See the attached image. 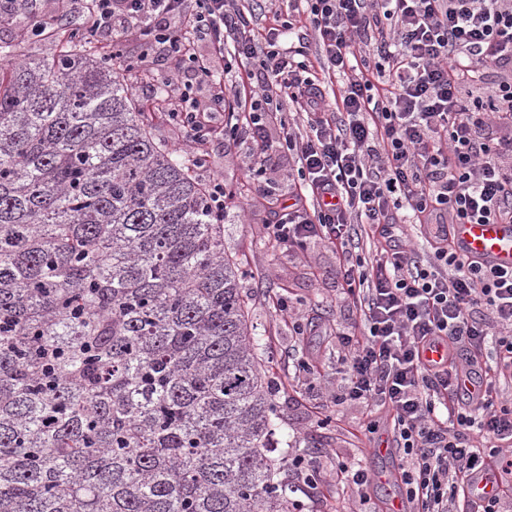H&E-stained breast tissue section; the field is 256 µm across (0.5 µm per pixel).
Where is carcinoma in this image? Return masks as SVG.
I'll list each match as a JSON object with an SVG mask.
<instances>
[{"label":"carcinoma","mask_w":512,"mask_h":512,"mask_svg":"<svg viewBox=\"0 0 512 512\" xmlns=\"http://www.w3.org/2000/svg\"><path fill=\"white\" fill-rule=\"evenodd\" d=\"M0 44V512H291L225 215L86 31Z\"/></svg>","instance_id":"cac0c4a2"}]
</instances>
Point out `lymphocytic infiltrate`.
<instances>
[{"instance_id":"1","label":"lymphocytic infiltrate","mask_w":512,"mask_h":512,"mask_svg":"<svg viewBox=\"0 0 512 512\" xmlns=\"http://www.w3.org/2000/svg\"><path fill=\"white\" fill-rule=\"evenodd\" d=\"M90 33L134 23L136 66L158 51L179 57L165 82L170 116L191 157L212 136L247 130L259 162L296 155L300 192L269 239L286 248L332 245L359 315L340 337V401L387 408L402 464L407 512H459L471 479L492 471L483 512L512 500V404L497 385L512 376V270L459 252L455 224L512 223V0H306L319 54L283 47L296 17L258 38L238 0H83ZM209 38L201 56L192 44ZM242 67L247 84L214 70ZM212 87L198 100L193 86ZM285 94L306 123L271 140L273 97ZM425 226L432 248L407 247L398 211ZM384 246L360 254L355 225ZM442 344L445 361L425 360Z\"/></svg>"}]
</instances>
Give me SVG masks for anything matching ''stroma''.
<instances>
[{
  "label": "stroma",
  "instance_id": "stroma-1",
  "mask_svg": "<svg viewBox=\"0 0 512 512\" xmlns=\"http://www.w3.org/2000/svg\"><path fill=\"white\" fill-rule=\"evenodd\" d=\"M32 12L53 16L58 27L68 30L82 24L81 13L68 10L63 0H32L29 10L16 11L13 25L0 30V37L18 35ZM206 150L207 166L223 177L227 192L224 253L242 272L257 353L271 381L280 385L274 399L282 435L273 456L284 468L295 458L310 459L321 476L313 490L289 485L288 498L299 512H359L357 492L333 478L336 465L346 460L374 473L395 469L396 456L376 453L378 447L393 445L394 434L384 411L333 401L344 386L337 372L339 335L349 331L354 315L332 245L316 238L305 249H286L266 235V224L275 219L269 199L282 207L292 202L296 159L272 156L262 180L255 181L247 173L255 152L247 134L231 143L212 139ZM279 298L293 307V314L276 311ZM371 420L378 423L372 434L364 430Z\"/></svg>",
  "mask_w": 512,
  "mask_h": 512
}]
</instances>
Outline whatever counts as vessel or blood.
Wrapping results in <instances>:
<instances>
[{
	"label": "vessel or blood",
	"mask_w": 512,
	"mask_h": 512,
	"mask_svg": "<svg viewBox=\"0 0 512 512\" xmlns=\"http://www.w3.org/2000/svg\"><path fill=\"white\" fill-rule=\"evenodd\" d=\"M452 234L459 250L472 260L512 268V224H456Z\"/></svg>",
	"instance_id": "obj_1"
}]
</instances>
